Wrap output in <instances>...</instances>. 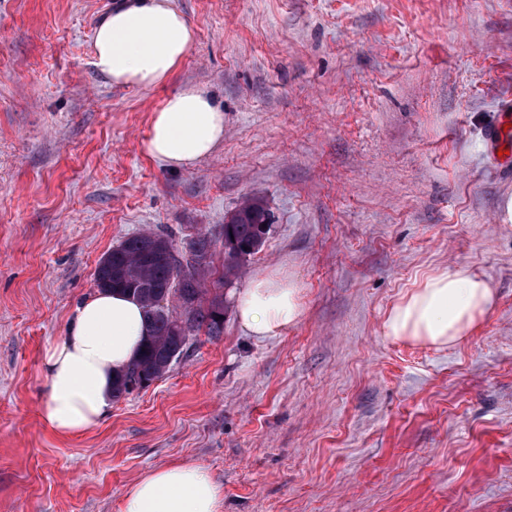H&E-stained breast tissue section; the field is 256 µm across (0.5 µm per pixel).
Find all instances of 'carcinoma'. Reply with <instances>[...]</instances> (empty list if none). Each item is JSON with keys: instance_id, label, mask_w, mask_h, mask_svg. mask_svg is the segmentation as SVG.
Returning a JSON list of instances; mask_svg holds the SVG:
<instances>
[{"instance_id": "1", "label": "carcinoma", "mask_w": 512, "mask_h": 512, "mask_svg": "<svg viewBox=\"0 0 512 512\" xmlns=\"http://www.w3.org/2000/svg\"><path fill=\"white\" fill-rule=\"evenodd\" d=\"M269 214L258 199L237 208L222 226L224 277L231 276L244 258L258 252L265 238L262 225ZM214 240L196 233L179 248L156 232L127 238L98 262L96 285L101 290L133 295L149 321L145 351L114 382L112 399L127 397L166 375L197 341L200 332L211 338L224 333V298L207 297L205 275L211 264Z\"/></svg>"}]
</instances>
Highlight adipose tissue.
<instances>
[{"label":"adipose tissue","instance_id":"ef3b65f1","mask_svg":"<svg viewBox=\"0 0 512 512\" xmlns=\"http://www.w3.org/2000/svg\"><path fill=\"white\" fill-rule=\"evenodd\" d=\"M194 32L171 0H121L94 31V65L116 85L156 86L176 70ZM224 141V114L194 86L167 96L153 112L145 152L173 170L193 167ZM302 285L279 272L255 275L234 295L246 333L264 338L304 315ZM488 282L469 268L424 275L387 311L386 337L442 349L467 337L494 305ZM147 324L141 304L118 291H99L74 309L63 336L44 350L48 392L43 423L57 436L78 437L112 406V384L136 358ZM120 512H224V489L202 466L178 461L150 470L128 486Z\"/></svg>","mask_w":512,"mask_h":512}]
</instances>
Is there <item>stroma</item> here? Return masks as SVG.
Segmentation results:
<instances>
[{
    "mask_svg": "<svg viewBox=\"0 0 512 512\" xmlns=\"http://www.w3.org/2000/svg\"><path fill=\"white\" fill-rule=\"evenodd\" d=\"M117 0H0V512H120L175 461L224 512H512V178L484 134L512 95V0H173L195 33L159 86L93 63ZM191 84L224 142L174 171L141 149ZM271 220L224 295L283 269L302 321L258 339L224 304L150 387L76 438L46 428L48 341L100 258L151 230L219 234L246 198ZM465 266L496 295L443 349L387 339V310Z\"/></svg>",
    "mask_w": 512,
    "mask_h": 512,
    "instance_id": "obj_1",
    "label": "stroma"
}]
</instances>
